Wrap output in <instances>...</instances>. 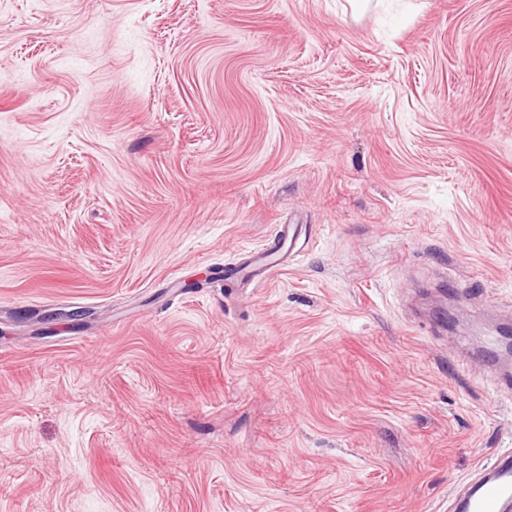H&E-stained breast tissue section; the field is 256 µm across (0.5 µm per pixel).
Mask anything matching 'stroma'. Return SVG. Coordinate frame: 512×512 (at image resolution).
I'll return each instance as SVG.
<instances>
[{
  "label": "stroma",
  "mask_w": 512,
  "mask_h": 512,
  "mask_svg": "<svg viewBox=\"0 0 512 512\" xmlns=\"http://www.w3.org/2000/svg\"><path fill=\"white\" fill-rule=\"evenodd\" d=\"M507 318L512 0H0V512H451ZM275 240L279 244V249L275 252L265 248H260L256 252L254 267L258 270L263 269V273L269 279L275 273L284 271L288 268L287 255L293 254L297 240V227L293 224H279L275 232Z\"/></svg>",
  "instance_id": "1"
}]
</instances>
